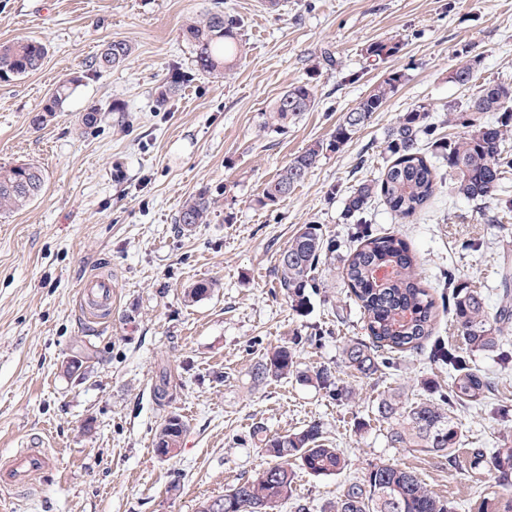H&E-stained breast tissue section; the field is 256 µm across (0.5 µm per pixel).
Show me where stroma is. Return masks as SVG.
<instances>
[{
	"instance_id": "35a3bbf8",
	"label": "stroma",
	"mask_w": 512,
	"mask_h": 512,
	"mask_svg": "<svg viewBox=\"0 0 512 512\" xmlns=\"http://www.w3.org/2000/svg\"><path fill=\"white\" fill-rule=\"evenodd\" d=\"M223 2L241 20L244 53L234 71L214 77L194 73L182 34L212 0H0V44L27 36L48 46L38 71L0 81V165L30 162L46 179L36 201L0 219V459L37 434L60 459L31 493L7 491L12 512H196L200 500L266 465L255 424L282 433L312 420L349 461L330 477L296 469L295 494L313 507L383 461L414 470L457 512L512 494L484 471L462 481L440 458L389 447L378 427L357 431L387 387L414 400L428 382L447 390V370L415 355L394 357L376 379L341 370L343 342L365 331L340 275L323 273L301 314L274 275L301 225L351 242L346 195L380 176L381 144L401 115L426 104L441 135L460 134L448 117L473 92L448 72L463 54L479 57L478 79L512 82V0H280L274 10L263 0ZM120 39L134 47L128 61L92 68ZM379 40L399 42L400 52L367 60L365 46ZM176 67L190 81L156 110L154 89ZM393 70L404 78L370 122L324 152L288 198L263 205L265 184L308 145L328 141ZM70 73L80 81L61 114L34 125ZM303 81L316 86V107L283 132L264 130L265 110ZM90 105L98 121L80 127ZM203 190L214 208L184 231L175 214ZM494 212L443 187L412 222L399 223L377 199L368 219L373 232L405 236L435 291L451 270L492 301L502 268L512 266V223H492ZM101 272L112 279V310L97 322L79 286ZM200 281L215 282L214 291L188 301ZM292 337L299 370L331 368L357 401L333 400L294 376L255 384L250 364ZM70 359L81 373L66 372ZM479 364L496 379L499 413L461 410L463 445L499 448L512 443V369L495 358ZM165 374L172 398L161 405L153 389ZM172 412L187 431L165 460L154 435Z\"/></svg>"
}]
</instances>
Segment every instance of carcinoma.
<instances>
[{"instance_id": "1", "label": "carcinoma", "mask_w": 512, "mask_h": 512, "mask_svg": "<svg viewBox=\"0 0 512 512\" xmlns=\"http://www.w3.org/2000/svg\"><path fill=\"white\" fill-rule=\"evenodd\" d=\"M239 18L215 5L200 19L188 23L184 36L192 47L194 69L205 75L231 71L241 58ZM400 44L374 41L365 48L369 58L384 60L396 55ZM133 47L126 40L110 42L92 65L107 70L124 64ZM47 55L46 44L23 37L0 45V79L22 77L36 71ZM480 65L477 57H464L449 78L470 87ZM404 74L390 72L365 97L344 113L331 139L316 141L283 167L264 190L262 203L275 205L302 183L326 150L338 149L364 126L398 90ZM186 76L172 74L155 91L154 107L164 108L180 90ZM78 78L62 81L47 99L34 122L42 125L61 111ZM317 102L316 87L306 81L281 94L265 112L264 127L282 130L288 120L311 111ZM450 122L464 128L463 134L437 135L431 109L421 104L404 113L383 141L382 153L390 158L381 175L353 186L345 199L343 220L354 225L352 247L343 259L341 277L349 298L363 319L367 338L351 339L341 349V368L360 378L371 379L385 365L387 354H414L429 349V359L448 370V392L408 401L401 388H392L373 405L374 421L383 427L393 448L435 455L448 469L466 480L484 470L498 482L512 483V446L468 448L461 451L462 429L458 412L475 404H489L496 384L478 369L477 357L502 356L512 340V295L504 292L495 304L487 302L474 285L457 280L448 272V293L435 297L430 286L415 273L416 258L408 243L394 233L377 235L368 228L367 210L379 196L398 220L411 221L436 196L442 185L440 170L448 168L450 191L457 197L498 203L497 222L512 220V205H501L506 191V174L512 170V83L488 82L479 86L466 107L452 113ZM45 187L39 166L21 163L0 166V215L14 213L37 199ZM214 201L202 191L181 205L176 223L196 226L207 222ZM336 240L324 235L317 224L302 225L279 250L275 276L282 294L293 310L304 312L308 290L320 286L319 270L336 261ZM448 312L458 338L447 343L434 336L440 314ZM290 338L265 355L251 368L254 382L278 381L297 369L296 347ZM301 379L350 400L353 391L340 386L332 371L319 368L301 374ZM186 431L180 415L168 414L155 435L160 456L174 457ZM253 438L270 462L247 478H241L216 499L224 501V512H279L293 496L296 464L310 474L336 476L348 465L339 449L326 436L323 423L312 420L303 428L270 434L264 426L253 429ZM321 512H454L453 504L429 490L409 468L396 464L374 465L362 481L346 484ZM479 512H512V496L485 498Z\"/></svg>"}]
</instances>
